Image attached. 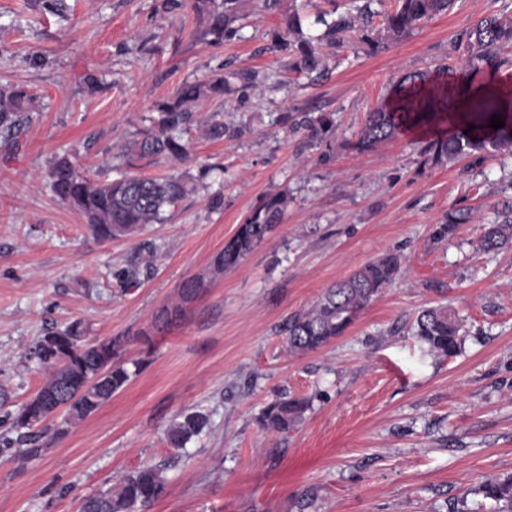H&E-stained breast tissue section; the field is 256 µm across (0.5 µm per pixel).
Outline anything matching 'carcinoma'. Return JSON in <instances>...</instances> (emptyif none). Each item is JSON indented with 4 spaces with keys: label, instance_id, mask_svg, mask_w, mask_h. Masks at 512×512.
<instances>
[{
    "label": "carcinoma",
    "instance_id": "carcinoma-1",
    "mask_svg": "<svg viewBox=\"0 0 512 512\" xmlns=\"http://www.w3.org/2000/svg\"><path fill=\"white\" fill-rule=\"evenodd\" d=\"M356 15L341 16L331 22L320 19L325 30L317 37L303 35L300 17L290 12L282 31L274 34L275 44L289 51L293 57L292 70L311 74L323 68L319 45L341 46L346 33L356 30L355 20L368 10L369 0H353ZM454 0H397L395 8L385 17L387 37L393 40L422 26L447 11ZM194 8L206 33L217 40L232 39L239 28L242 0H195ZM457 45L464 46L467 58L464 67L484 65L497 69L505 63L501 53L512 46V21L491 15L473 27L462 31ZM239 82L242 94L256 90V75L248 72L213 75L203 80L181 85L174 94L155 106L156 116L140 137L124 147L128 160L148 156H164L182 162L189 157V143L184 135L198 122L196 108L205 100L224 94L229 80ZM424 77L409 74L401 77L395 90L401 98L397 108L386 107L370 113L359 138L351 149L363 153L377 144L396 136L405 126L420 119L429 120L433 114L445 111L444 97L420 98L418 91ZM31 97L21 89L0 91V130L10 131L27 111ZM499 115V102L482 100L473 116L474 129L464 133L461 126L451 136L430 141L422 154L435 164L452 163L476 153L512 154V112L506 125L493 136L484 130L489 119ZM277 122H289L283 113ZM291 123V122H289ZM294 130L308 131V138L323 143L330 138L333 122L326 116H303L291 123ZM250 129L229 126L220 120L219 113L206 121V134L219 140L240 138ZM51 188L63 202L78 208L87 218L92 231L102 239L112 240L129 236L147 224L161 221L165 209L178 205L194 191V186L182 177L165 178L122 177L101 182L79 172L67 159L54 163L49 171ZM288 194L266 197L238 225L235 233L224 241V248L211 261V273L222 274L238 267L255 247L264 242L283 218L288 208ZM512 244V214L490 225L481 236L478 247L494 251ZM402 259L394 253L385 254L356 272L350 278L330 288L305 312L293 315L288 321V349L302 354L316 351L344 334L362 310L376 300L400 275ZM206 287L203 276L187 279L179 289L180 302L163 308L157 317L161 324L181 316L183 304L194 300ZM413 336L436 354L451 357L459 348L462 337L456 317L446 310L425 309L414 320ZM121 338H109L96 343L86 340L85 326L73 321L64 329L43 336L34 346L33 355L47 370L48 376L35 396L25 403L13 417L15 429L30 430L44 422L56 411L64 409V424L85 420L130 381L133 367L120 358ZM309 403L303 398L281 397L269 403L261 412L260 424L272 431L286 432L302 418ZM208 424L200 412L177 417L165 433V440L173 448H183L198 436ZM167 488L162 470L144 466L120 477L109 486L85 499L82 512H144L161 498ZM485 497L500 504L498 512H512V475L490 479L482 484Z\"/></svg>",
    "mask_w": 512,
    "mask_h": 512
}]
</instances>
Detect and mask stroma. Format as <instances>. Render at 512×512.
Wrapping results in <instances>:
<instances>
[{
	"instance_id": "obj_1",
	"label": "stroma",
	"mask_w": 512,
	"mask_h": 512,
	"mask_svg": "<svg viewBox=\"0 0 512 512\" xmlns=\"http://www.w3.org/2000/svg\"><path fill=\"white\" fill-rule=\"evenodd\" d=\"M394 0H374V50L324 48L311 80L288 67L272 36L282 8L243 0L238 38L215 42L193 0H0V90L32 97L20 126L0 132V512H80L122 475L162 468L167 491L145 512H496L476 494L512 474V247L478 250L485 224L512 203V155L425 163L422 137L399 134L349 149L399 76L458 66L457 34L512 0H455L399 40L384 38ZM258 88L224 95L237 139L187 136L191 156L128 161L125 144L157 102L223 70ZM330 115V145L277 123L280 113ZM68 158L101 181L177 175L196 190L160 223L119 239L93 235L84 214L46 180ZM287 193L280 224L242 265L212 277L180 319L156 323L181 284L212 258L266 196ZM469 223L434 234L449 212ZM387 252L398 279L347 332L289 353L291 316ZM140 267L137 285L118 278ZM460 320L464 343L442 358L411 332L425 308ZM83 321L92 340L120 336L141 371L94 414L35 455L11 422L41 386L27 359L50 331ZM309 399L290 431L258 416L279 394ZM209 426L183 448L165 431L186 411Z\"/></svg>"
}]
</instances>
